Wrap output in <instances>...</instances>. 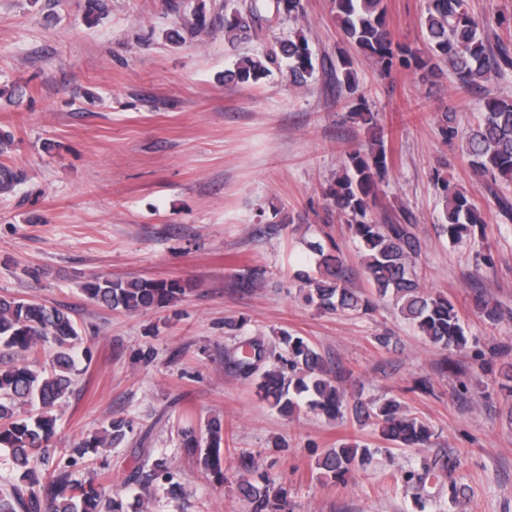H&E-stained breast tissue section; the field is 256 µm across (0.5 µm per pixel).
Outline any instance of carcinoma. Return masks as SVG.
<instances>
[{"instance_id": "cac0c4a2", "label": "carcinoma", "mask_w": 512, "mask_h": 512, "mask_svg": "<svg viewBox=\"0 0 512 512\" xmlns=\"http://www.w3.org/2000/svg\"><path fill=\"white\" fill-rule=\"evenodd\" d=\"M269 9L278 17L297 19L303 14L302 0H249L226 10L224 28L236 38H247L257 24L267 20ZM332 12L347 44L387 74L402 67L429 79L441 75L446 67L459 87L471 89L501 66L512 67L508 51H500L496 58L489 54L485 20L470 11L467 0H427L419 43L394 39L387 24L384 0H332ZM209 24L204 12L195 11L184 19L182 27L198 36ZM281 63L286 66L291 85L301 88L308 84L316 69V59L306 37L297 35L279 42L278 49L268 54L241 59L235 69L224 73V81L257 83L268 76L270 66ZM334 72L336 81L348 94V117L366 130L369 139L366 145L345 153L336 183L328 191L330 205L346 218L358 239L361 263L375 294L392 297L402 317L430 343L459 350L467 345L468 339L458 310L447 297L426 291L414 270L422 249L414 232L416 217L402 206L387 224H376L368 218L389 169L385 131L379 112L355 79L353 61L346 51L336 55ZM439 128L444 141L465 142V153L475 172L491 180L512 181V99H488L480 120L466 127L457 122L456 115L445 112ZM22 180V170L0 162V194L12 192ZM437 185L444 211L440 232L453 243L468 231L485 236L484 218L468 194L445 179L437 180ZM309 249L317 256V266L316 274L302 275L307 286L306 301L323 311H367L370 300L346 285L339 247L331 241H314ZM184 291L177 280L104 275L92 276L84 288L95 303L129 313L162 308ZM474 307L490 321L500 318L498 305L489 298L475 299ZM284 341L288 356L277 358L271 369L259 371L266 354L263 343L257 339L248 343V351L237 363L242 374L256 376L259 394L279 412L292 414L299 408V399L306 397L310 407L332 419H342L349 412L359 423L371 422L383 439L396 445L423 447L429 443L430 428L408 416L400 402L388 399L382 403L349 405L344 390L325 377L319 352L298 336L288 335ZM45 342L53 347L48 361L24 360L0 368V447L10 450L18 476L12 491L0 495V512H149L148 499L139 493L128 502L111 494L101 483L71 480L65 470L55 469L46 477L38 471L37 454L47 453L56 434V419L49 409L71 392L78 372L77 347L81 338L70 310L0 296V349L30 352ZM132 431L129 420L111 418L102 431L73 443L67 466L97 454L100 448L119 446ZM183 445L197 454L204 469L224 475L221 420L208 423L203 441L194 432L185 431ZM378 452L377 448L357 443L331 448L317 466L342 480L353 467L370 464ZM145 467L153 479L167 486L170 496H177L180 484L166 459L148 455L140 465ZM435 467L434 463L423 462L420 468L404 473V483L408 487H423ZM246 470L253 477L241 481L239 493L251 505L252 512H278L286 499V489L271 486L253 464L246 465Z\"/></svg>"}]
</instances>
